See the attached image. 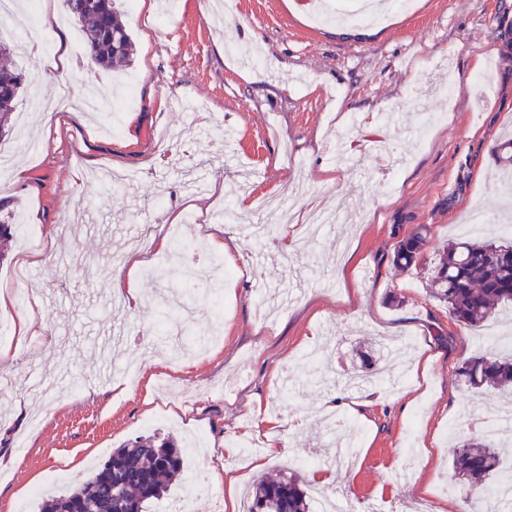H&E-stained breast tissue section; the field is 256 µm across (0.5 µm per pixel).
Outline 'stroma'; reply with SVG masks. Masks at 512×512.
Instances as JSON below:
<instances>
[{
  "instance_id": "stroma-1",
  "label": "stroma",
  "mask_w": 512,
  "mask_h": 512,
  "mask_svg": "<svg viewBox=\"0 0 512 512\" xmlns=\"http://www.w3.org/2000/svg\"><path fill=\"white\" fill-rule=\"evenodd\" d=\"M160 0L120 7L135 44L127 74L88 67L76 24H66L71 71L50 67L57 26L34 24L16 59L43 91L58 80L102 90L135 79L120 110L97 116L69 104L23 109L19 133L0 143L23 174L0 182V205L37 233L16 236L0 285L32 289L36 333L13 347L0 371V512H37L44 491L87 479L116 448L156 429L180 440L202 436L168 494L181 498L188 473L212 466L243 478L233 439L266 447L288 442L266 473L300 474L325 461L328 409L363 426L350 466L338 469L350 512L376 500L384 512L432 504L468 512L452 477L453 448L478 437L479 421L502 404L492 389L465 387L458 370L488 347V331L512 334V310L465 329L426 283L473 209L495 221L482 239H503L512 199L496 153L512 138V0H416L388 22L336 27L312 22L294 0H229L216 23L212 0H178L161 19ZM458 88L446 96L448 84ZM208 106L200 116L186 98ZM304 167L306 197L295 193ZM139 172L126 193L91 179L98 169ZM209 179L192 195V176ZM229 205L278 215L321 205L340 223L308 237L287 228L295 248L259 242L248 225L210 223ZM198 217L193 261L166 271L168 254L118 226ZM430 227L418 263L400 271L395 244ZM236 239L237 278L226 289L223 337L186 363L169 359L212 327L213 249L208 234ZM163 267L138 276L143 300L128 311L111 291L113 257ZM191 277L202 289L183 295ZM426 350L427 369L415 366ZM26 411H19V403Z\"/></svg>"
}]
</instances>
